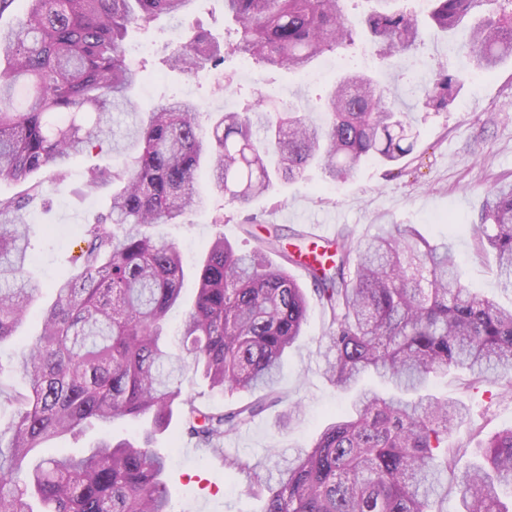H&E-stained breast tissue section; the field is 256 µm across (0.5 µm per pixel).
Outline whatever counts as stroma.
Segmentation results:
<instances>
[{
	"instance_id": "1",
	"label": "stroma",
	"mask_w": 512,
	"mask_h": 512,
	"mask_svg": "<svg viewBox=\"0 0 512 512\" xmlns=\"http://www.w3.org/2000/svg\"><path fill=\"white\" fill-rule=\"evenodd\" d=\"M224 0H196L190 14L180 21L159 18L135 31L132 43L146 44V53L136 58L149 79L137 86L135 101L141 111H150L166 98H189L202 114L239 110L243 99L264 98L270 107L289 103L308 112L313 120L323 118L322 103L340 74L352 68L376 70L388 96L406 112L416 104L415 88L426 85L439 64L463 78L448 110L418 114L419 141L414 151L398 165L376 161L360 165L346 183L324 182L319 168H311L304 180L279 185L270 196L254 201L250 209L262 223L312 233L319 224L332 225L334 233L372 235L387 224H411L433 243L444 242L456 255L462 282L502 307L512 306V293L499 286L495 258L476 250L470 226L481 210L487 190L499 182H512V61L495 71L474 70L465 54L468 29L446 35L427 28L415 50L375 68L371 58L342 51L325 53L314 70L323 71L312 82L303 71L266 72L244 66L230 56L223 69L187 74L169 69L163 62L173 46L172 30L188 39L196 27L224 35ZM104 155L91 153L73 160L64 183L53 186L49 200L31 213L35 226L30 272L45 281L73 274L84 243V227L109 206L108 192L81 194L87 167L104 162ZM231 220L222 227L209 222L206 212L188 214L184 223L160 224L155 231L177 246L186 261L183 297L195 296V268L216 234H224L237 249L249 251L256 242L245 232L243 215L236 206L223 204ZM328 320L320 305H312L299 341L284 358L277 389L287 403L299 404L300 413L282 424L280 409H272L245 428L230 443V450L255 460L268 452H290L307 447L316 434L349 405L323 374L321 353L327 342ZM431 392L441 398L461 399L471 408L467 425L451 442L464 449L461 465L476 459V446L495 431L512 425V392L504 385L472 382L470 376L449 371L438 377ZM154 447L169 458L165 481L172 512H262L264 501L251 492L245 477L225 472L218 455L197 448L179 433L178 423L156 436Z\"/></svg>"
}]
</instances>
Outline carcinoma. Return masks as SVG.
<instances>
[{
	"label": "carcinoma",
	"instance_id": "carcinoma-1",
	"mask_svg": "<svg viewBox=\"0 0 512 512\" xmlns=\"http://www.w3.org/2000/svg\"><path fill=\"white\" fill-rule=\"evenodd\" d=\"M25 15L0 26V179L22 183L0 198V344L17 338L48 287L27 273L30 205L49 192L35 175L68 177V164L107 142L111 160L85 173L89 192L112 190L106 213L87 223L75 274L49 286L41 333L16 361L21 387L0 382L13 420L0 430V512H170L166 456L152 435L178 419L182 433L218 450L267 410L284 404L276 389L286 350L299 339L311 299L328 317L324 375L352 394L307 448L280 463L224 456L246 476L263 512H429L446 500L452 468L448 437L467 423L460 400L427 393L450 369L512 386V307L461 283L446 243L410 225L342 242L313 245L302 264L275 227L242 252L219 233L197 273V291L170 350L166 321L182 301L181 252L152 232L181 224L194 210L218 227L229 222L210 194L241 207L314 165L326 182L347 181L369 160L393 164L414 150L413 115L388 101L366 72L342 75L325 102L326 121L293 106L267 110L258 99L219 112L204 127L187 99L159 101L141 116L131 92L143 69L124 44L161 15H186L196 0H27ZM347 0H224L233 24L224 43L194 32L165 59L194 71L224 64V54L265 69L303 71L323 54L376 48L383 64L411 51L424 19L447 33L467 25L473 68L490 72L512 58V0H428L427 12L400 0H375L352 16ZM461 77L441 65L419 89L424 112L448 109ZM210 157L211 192L198 185ZM472 235L495 256L501 288L512 291V183L487 193ZM284 263L273 266L267 255ZM300 266L308 296L287 266ZM210 389L250 391L255 399L224 410L183 392L187 372ZM377 380L364 385V377ZM124 419L150 428L138 439L103 438L76 456L42 446L96 424ZM482 462L457 481L458 512H512L500 497L512 488V426L478 443Z\"/></svg>",
	"mask_w": 512,
	"mask_h": 512
}]
</instances>
